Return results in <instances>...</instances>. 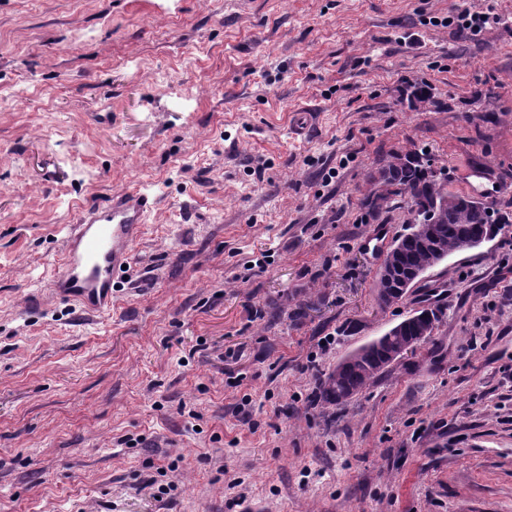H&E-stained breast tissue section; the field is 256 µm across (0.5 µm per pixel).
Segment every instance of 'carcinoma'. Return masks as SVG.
<instances>
[{"instance_id": "cac0c4a2", "label": "carcinoma", "mask_w": 512, "mask_h": 512, "mask_svg": "<svg viewBox=\"0 0 512 512\" xmlns=\"http://www.w3.org/2000/svg\"><path fill=\"white\" fill-rule=\"evenodd\" d=\"M381 179L384 189L369 192L362 206L375 218L380 217L384 208L406 210L409 233L402 237L401 262L410 268L425 272L437 265L438 259L462 250L465 235L494 224L512 223V214L445 190L416 149L389 155ZM421 224H431L437 229L439 252L419 244L414 230ZM357 352L352 364L336 366L321 383L318 400L342 406L351 398V392L361 391L381 374L377 365L384 362V349L364 345Z\"/></svg>"}]
</instances>
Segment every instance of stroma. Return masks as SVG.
<instances>
[{
	"label": "stroma",
	"mask_w": 512,
	"mask_h": 512,
	"mask_svg": "<svg viewBox=\"0 0 512 512\" xmlns=\"http://www.w3.org/2000/svg\"><path fill=\"white\" fill-rule=\"evenodd\" d=\"M458 2L0 0V512H512V224L389 308L365 246L409 231L361 205L395 150L512 212V18L463 40ZM134 188L111 311L56 300L80 210ZM418 310L416 309L404 320L392 326L385 334L367 344L368 346L378 347L395 341L394 336H398V342H395L386 354L388 365L405 355L411 354L421 343L433 336L434 332L430 327L419 323V320L423 319V315ZM412 327H414V334H416L414 339L407 337ZM401 336H405L406 340ZM368 346L364 345L354 351L360 354L352 364L346 367L336 365V368L319 387L316 395L319 401L331 406H342L353 396H351L350 390H353L355 394L358 393L381 374L382 369L375 370V367L379 363H385V350Z\"/></svg>",
	"instance_id": "1"
}]
</instances>
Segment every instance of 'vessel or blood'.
Here are the masks:
<instances>
[{"label": "vessel or blood", "instance_id": "b4317fda", "mask_svg": "<svg viewBox=\"0 0 512 512\" xmlns=\"http://www.w3.org/2000/svg\"><path fill=\"white\" fill-rule=\"evenodd\" d=\"M153 207L151 195L130 190L86 208L66 240L61 267L49 284L54 297L77 303L89 313L109 311Z\"/></svg>", "mask_w": 512, "mask_h": 512}]
</instances>
